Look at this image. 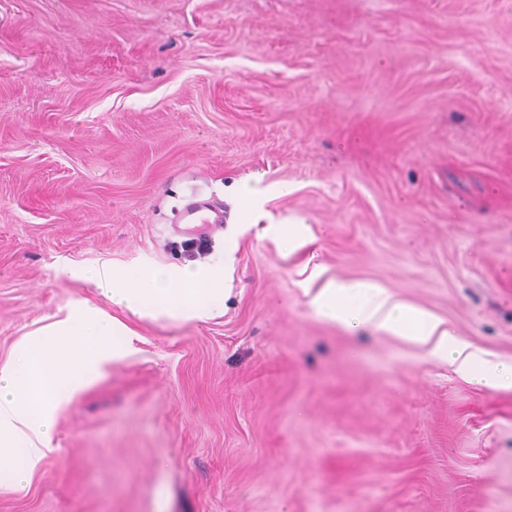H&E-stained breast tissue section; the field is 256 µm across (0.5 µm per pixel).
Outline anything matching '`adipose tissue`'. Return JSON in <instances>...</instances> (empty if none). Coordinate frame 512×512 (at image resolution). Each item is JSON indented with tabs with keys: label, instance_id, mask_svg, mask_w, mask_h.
Here are the masks:
<instances>
[{
	"label": "adipose tissue",
	"instance_id": "adipose-tissue-1",
	"mask_svg": "<svg viewBox=\"0 0 512 512\" xmlns=\"http://www.w3.org/2000/svg\"><path fill=\"white\" fill-rule=\"evenodd\" d=\"M116 305L139 319L205 320L224 309V278L210 268H173L165 273L142 266L83 271ZM320 318L355 333L373 326L431 344L432 354L488 389L512 387V361L493 362L430 313L397 300L365 281L330 282L312 299ZM130 329L82 303L37 327L0 364V487L24 488L57 453V421L74 397L102 379L124 355Z\"/></svg>",
	"mask_w": 512,
	"mask_h": 512
}]
</instances>
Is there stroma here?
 I'll list each match as a JSON object with an SVG mask.
<instances>
[{
    "instance_id": "stroma-1",
    "label": "stroma",
    "mask_w": 512,
    "mask_h": 512,
    "mask_svg": "<svg viewBox=\"0 0 512 512\" xmlns=\"http://www.w3.org/2000/svg\"><path fill=\"white\" fill-rule=\"evenodd\" d=\"M193 260L204 321L74 274ZM328 280L512 360V0H0V363L79 302L134 333L0 512H512V388L318 317ZM271 187L264 184L263 178L257 176L245 184L240 195L245 203L244 215L251 221H256L263 213V206ZM184 231L188 234L200 236L215 224H223L224 213L216 210L205 202H192L185 208L183 212Z\"/></svg>"
}]
</instances>
